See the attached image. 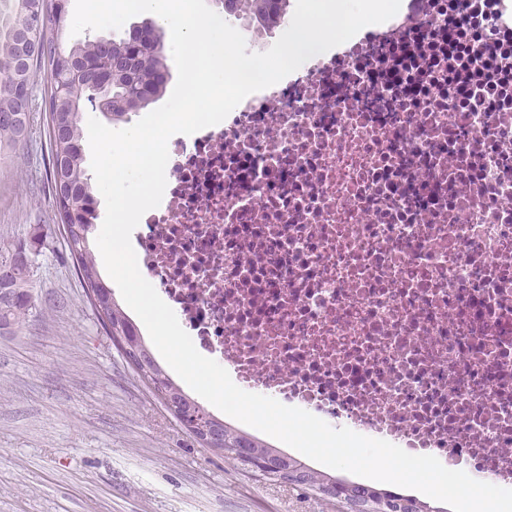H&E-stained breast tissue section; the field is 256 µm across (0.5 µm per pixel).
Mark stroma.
Returning <instances> with one entry per match:
<instances>
[{"mask_svg":"<svg viewBox=\"0 0 512 512\" xmlns=\"http://www.w3.org/2000/svg\"><path fill=\"white\" fill-rule=\"evenodd\" d=\"M47 75L0 161V248L26 245L35 308L0 335V512H339L205 447L100 323L52 188Z\"/></svg>","mask_w":512,"mask_h":512,"instance_id":"1","label":"stroma"}]
</instances>
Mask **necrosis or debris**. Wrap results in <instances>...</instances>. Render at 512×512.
I'll return each mask as SVG.
<instances>
[{"instance_id": "obj_1", "label": "necrosis or debris", "mask_w": 512, "mask_h": 512, "mask_svg": "<svg viewBox=\"0 0 512 512\" xmlns=\"http://www.w3.org/2000/svg\"><path fill=\"white\" fill-rule=\"evenodd\" d=\"M168 151L137 255L202 352L512 489V0H406Z\"/></svg>"}]
</instances>
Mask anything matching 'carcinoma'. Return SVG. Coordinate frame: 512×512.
<instances>
[{
    "mask_svg": "<svg viewBox=\"0 0 512 512\" xmlns=\"http://www.w3.org/2000/svg\"><path fill=\"white\" fill-rule=\"evenodd\" d=\"M48 18H39L38 0H0V156L16 150L28 134L29 113L22 111L21 93L31 91L37 73L44 71L50 80L68 81L64 97L50 93V144L55 199L61 223L71 226L69 247L77 261L85 287L105 288L99 276L95 255L89 248L88 235L98 219L97 201L92 178L85 168L82 112L90 103L112 121H124L155 101L166 89L168 66L164 36L153 23L133 25L125 38L115 40L95 36L69 46L59 43L58 33L67 23L68 0L55 10L56 0H47ZM224 18L247 19L264 29L277 27L285 14L287 0H215ZM104 63L112 68V85L101 90L96 83L97 67ZM0 285L17 288L21 293L8 303H0V331L12 332L30 315L34 306L24 268L0 275ZM110 331H119L131 342L151 350L135 323L117 304H112ZM153 381L178 392L183 389L166 374L157 360L149 365ZM253 448L261 453L278 449L250 434L224 426V447ZM288 468L307 477L312 489L331 482L341 487L347 499L363 498L367 512H420L425 502L391 490L365 483L336 480L316 472L296 458H288Z\"/></svg>",
    "mask_w": 512,
    "mask_h": 512,
    "instance_id": "1",
    "label": "carcinoma"
}]
</instances>
